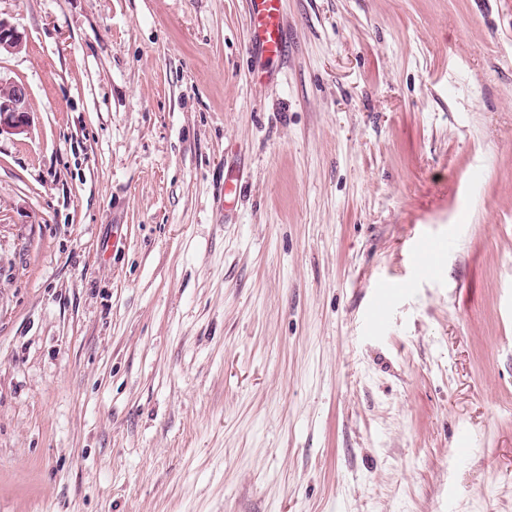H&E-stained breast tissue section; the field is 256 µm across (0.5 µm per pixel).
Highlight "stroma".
Here are the masks:
<instances>
[{"instance_id": "stroma-1", "label": "stroma", "mask_w": 512, "mask_h": 512, "mask_svg": "<svg viewBox=\"0 0 512 512\" xmlns=\"http://www.w3.org/2000/svg\"><path fill=\"white\" fill-rule=\"evenodd\" d=\"M281 13L0 0V512H512V0ZM255 30L264 53L280 57L284 52L281 0H249ZM27 96L24 84L0 79V132L4 129L20 131L27 127Z\"/></svg>"}]
</instances>
